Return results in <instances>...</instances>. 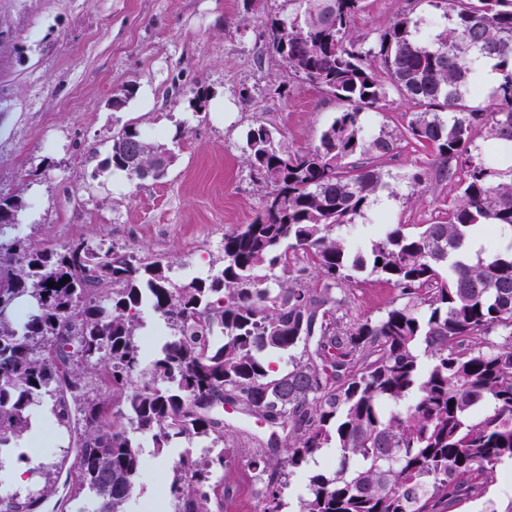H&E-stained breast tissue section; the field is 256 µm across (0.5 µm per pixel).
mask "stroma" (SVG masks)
Instances as JSON below:
<instances>
[{"mask_svg": "<svg viewBox=\"0 0 512 512\" xmlns=\"http://www.w3.org/2000/svg\"><path fill=\"white\" fill-rule=\"evenodd\" d=\"M288 10L287 0H0V195L25 201L21 232L42 248L78 239L132 248L168 262L180 279L218 269L225 232L249 223L262 205L242 152L248 129L273 126L290 149L310 148L341 109L289 78L266 46L262 18ZM401 12L425 19L437 9L429 0H365L355 25L374 34ZM125 92L126 106L113 111V96ZM127 123L171 150L165 178L102 171L113 133ZM381 165L394 176L421 168L427 179L410 198L381 194L372 220L430 224L460 193L432 150L414 142L401 139ZM398 302V288L364 272L337 315L351 325ZM224 430L229 481L265 448L269 431L232 409ZM140 444L131 512L173 507L168 484L183 445L159 453L151 439ZM74 455L67 432L47 426L35 446V478L20 495L49 479L76 486V471L61 464ZM335 462V449L325 448L286 477L282 512H299L309 474Z\"/></svg>", "mask_w": 512, "mask_h": 512, "instance_id": "35a3bbf8", "label": "stroma"}]
</instances>
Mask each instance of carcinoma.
<instances>
[{
  "label": "carcinoma",
  "instance_id": "obj_1",
  "mask_svg": "<svg viewBox=\"0 0 512 512\" xmlns=\"http://www.w3.org/2000/svg\"><path fill=\"white\" fill-rule=\"evenodd\" d=\"M288 2V15L262 20L263 37L288 74L342 110L306 150L286 148L274 127L248 130L242 151L263 202L224 233L217 273L179 283L132 249H47L24 237L0 270V456L51 401L73 435L87 512H128L143 434L159 451L200 438L219 447L215 400L234 399L285 434L249 459L272 476L263 512H279V478L328 446L336 467L309 477L301 512H447L483 498L512 464V245L502 246L512 238V0H442V31L402 13L372 40L355 28L364 0ZM487 68L496 77L484 110L471 100ZM392 89L416 108L404 135L464 169L457 202L432 224L369 222L390 190L377 160L397 138L368 132L363 111ZM478 127L486 145L475 151ZM171 163L164 145L126 124L103 171L160 179ZM23 207L0 197V226ZM475 229L489 246L473 260ZM299 259L315 284L293 274ZM366 270L406 302L343 325L338 292ZM144 307L171 330L145 370ZM271 354L288 355V369L276 372ZM224 462L223 450L204 461L181 454L174 512L223 508ZM53 493L48 481L22 500L0 478V512H38Z\"/></svg>",
  "mask_w": 512,
  "mask_h": 512
}]
</instances>
